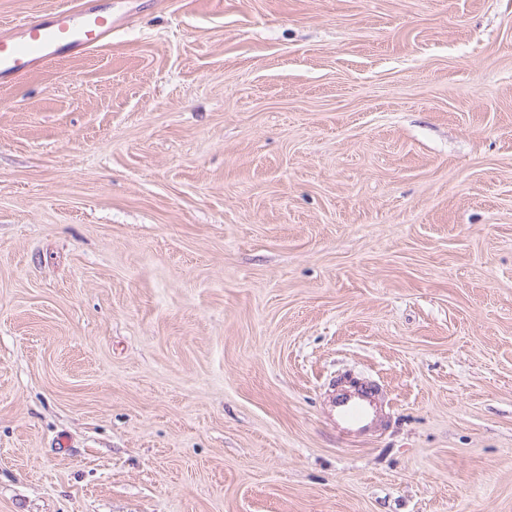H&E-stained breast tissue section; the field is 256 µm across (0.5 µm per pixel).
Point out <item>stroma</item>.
I'll return each mask as SVG.
<instances>
[{
	"instance_id": "35a3bbf8",
	"label": "stroma",
	"mask_w": 512,
	"mask_h": 512,
	"mask_svg": "<svg viewBox=\"0 0 512 512\" xmlns=\"http://www.w3.org/2000/svg\"><path fill=\"white\" fill-rule=\"evenodd\" d=\"M99 3L0 85V512H512V0ZM328 415L339 432L361 436L383 424L384 407L373 386L348 384L332 390Z\"/></svg>"
}]
</instances>
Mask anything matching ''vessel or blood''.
I'll list each match as a JSON object with an SVG mask.
<instances>
[{"label":"vessel or blood","mask_w":512,"mask_h":512,"mask_svg":"<svg viewBox=\"0 0 512 512\" xmlns=\"http://www.w3.org/2000/svg\"><path fill=\"white\" fill-rule=\"evenodd\" d=\"M110 13L78 4L51 12L48 20H31L0 30V78H19L43 67L61 51H87L111 38ZM328 415L339 432L361 436L384 422V407L371 385L334 390Z\"/></svg>","instance_id":"vessel-or-blood-1"}]
</instances>
